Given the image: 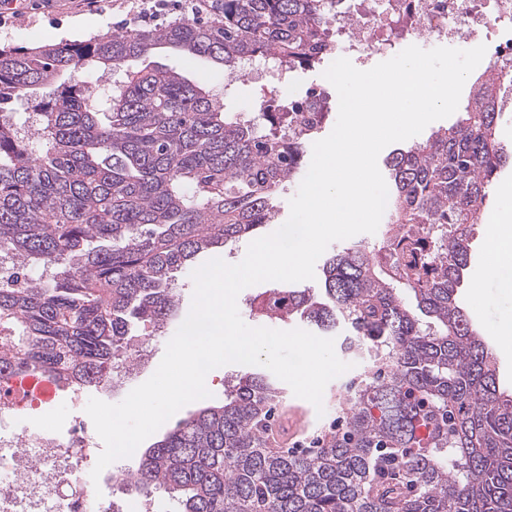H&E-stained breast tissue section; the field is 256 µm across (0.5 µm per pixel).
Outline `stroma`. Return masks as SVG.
<instances>
[{"mask_svg":"<svg viewBox=\"0 0 512 512\" xmlns=\"http://www.w3.org/2000/svg\"><path fill=\"white\" fill-rule=\"evenodd\" d=\"M181 17L182 6L178 0H99L93 8L87 7L85 0H0V46L26 49L60 41H80L112 31L164 26ZM148 65L179 73L191 83L206 87L215 97L223 99L225 111L256 118L263 111L268 86L250 78L226 86L223 67L169 49L155 50L147 59H135L113 70H72L65 80L79 85L100 81L109 89L123 85L130 72ZM478 232L472 267L462 286L463 303L475 323L490 336L504 378L512 383V346H504L494 331L496 324L512 316V292L486 279L487 252L483 240L486 225H479ZM364 369L362 360L353 359L349 370L328 383L323 395L324 411L311 413L310 425L301 435V442L323 437L336 423L342 394Z\"/></svg>","mask_w":512,"mask_h":512,"instance_id":"stroma-1","label":"stroma"}]
</instances>
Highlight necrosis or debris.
Wrapping results in <instances>:
<instances>
[{
  "mask_svg": "<svg viewBox=\"0 0 512 512\" xmlns=\"http://www.w3.org/2000/svg\"><path fill=\"white\" fill-rule=\"evenodd\" d=\"M339 52L383 54L397 42L485 44L512 65V0H340L329 20ZM95 437L83 420L67 436L0 409V512H124L84 482Z\"/></svg>",
  "mask_w": 512,
  "mask_h": 512,
  "instance_id": "necrosis-or-debris-1",
  "label": "necrosis or debris"
}]
</instances>
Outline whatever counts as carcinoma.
I'll return each mask as SVG.
<instances>
[{"mask_svg": "<svg viewBox=\"0 0 512 512\" xmlns=\"http://www.w3.org/2000/svg\"><path fill=\"white\" fill-rule=\"evenodd\" d=\"M206 17L81 42L0 49V384L35 378L97 389L134 341L164 327L174 273L274 220L273 201L309 141L229 115L179 74L145 67L105 101L60 80L157 49L235 71L251 56L290 69L332 52L330 0H201ZM487 66L448 128L386 160L385 233L331 252L320 286L250 301L368 359L347 387L341 428L318 448L274 453L281 388L246 371L142 453L123 489L167 494L172 512H512V391L461 288L475 226L512 151L496 138L503 91ZM42 93L34 149L3 105Z\"/></svg>", "mask_w": 512, "mask_h": 512, "instance_id": "cac0c4a2", "label": "carcinoma"}]
</instances>
